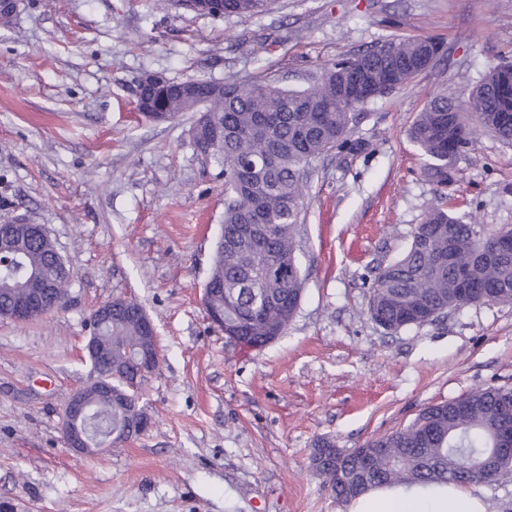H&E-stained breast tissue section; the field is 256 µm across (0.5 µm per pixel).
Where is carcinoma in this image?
Wrapping results in <instances>:
<instances>
[{
  "label": "carcinoma",
  "instance_id": "obj_1",
  "mask_svg": "<svg viewBox=\"0 0 512 512\" xmlns=\"http://www.w3.org/2000/svg\"><path fill=\"white\" fill-rule=\"evenodd\" d=\"M274 0H223L221 16L251 17ZM431 38L387 43L390 64L399 70L393 89L423 70L412 63ZM362 67L375 84L387 82V66L373 50L322 67L319 78L301 90L285 89L267 76L224 81V96L212 98L193 128L205 130L192 141L209 151L224 177V248L215 250L210 277L219 290L205 309L224 313V336L246 349H260L282 336L296 314L303 293L297 261L300 216L305 204L303 174L309 163L349 145L350 124L365 101L345 96L338 80ZM512 82V66H492L471 93L476 123L463 104L446 91L433 96L419 112L409 136L426 157L424 174L448 186L449 171L478 132L512 142V112L500 110L497 90ZM183 84L164 80L158 90L159 112L143 117L172 121ZM57 249L44 234L25 228L0 242V318L11 306L40 291L55 310L65 307L71 274L56 263ZM512 304V228L483 234L473 222L448 210L440 191L412 232L409 248L380 267L372 283L367 313L390 332L435 320L450 303ZM94 335L108 357L93 365L97 377L140 399L144 376L137 375V352L144 342L137 306L112 300L109 321L92 320ZM89 405L90 445L129 439L122 429L126 409L110 397L85 388ZM512 428V388L476 389L462 397L426 407L410 425L350 452L336 451L330 440L313 449L315 473L336 501L348 504L364 492L391 486L469 485L491 475L468 466V460L493 446Z\"/></svg>",
  "mask_w": 512,
  "mask_h": 512
}]
</instances>
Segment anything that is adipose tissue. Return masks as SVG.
<instances>
[{
    "label": "adipose tissue",
    "instance_id": "obj_1",
    "mask_svg": "<svg viewBox=\"0 0 512 512\" xmlns=\"http://www.w3.org/2000/svg\"><path fill=\"white\" fill-rule=\"evenodd\" d=\"M351 512H486L485 504L469 487H397L373 489L352 505Z\"/></svg>",
    "mask_w": 512,
    "mask_h": 512
}]
</instances>
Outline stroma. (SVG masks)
Instances as JSON below:
<instances>
[{"label": "stroma", "mask_w": 512, "mask_h": 512, "mask_svg": "<svg viewBox=\"0 0 512 512\" xmlns=\"http://www.w3.org/2000/svg\"><path fill=\"white\" fill-rule=\"evenodd\" d=\"M443 56L360 107L352 149L313 162L297 258L300 306L259 350L228 342L202 292L224 179L189 141L195 119L151 122L137 82L277 74L307 87L323 64L394 39ZM269 41L267 52L245 47ZM512 60V0H276L214 18L155 0H22L0 27V221L41 224L72 271L65 308L0 319V512H350L311 466L431 404L512 387V305L480 304L390 333L367 313L377 268L403 253L437 186L408 129L443 89L467 99ZM458 215L512 225V144L480 134L446 188ZM154 322L160 364L136 438L77 458L61 411L94 374L91 314L114 298Z\"/></svg>", "instance_id": "1"}]
</instances>
